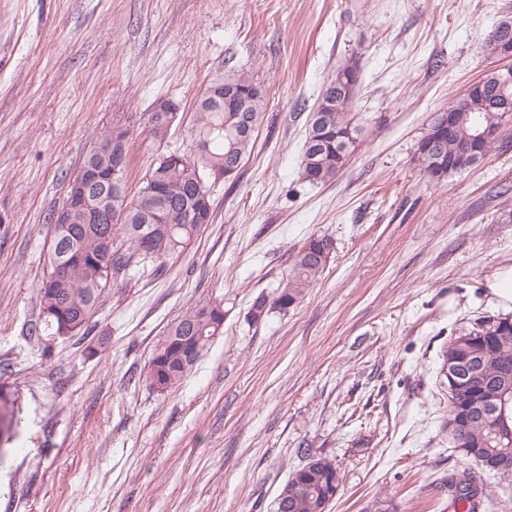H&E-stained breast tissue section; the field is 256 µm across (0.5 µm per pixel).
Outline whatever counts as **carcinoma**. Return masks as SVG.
<instances>
[{"label":"carcinoma","instance_id":"cac0c4a2","mask_svg":"<svg viewBox=\"0 0 512 512\" xmlns=\"http://www.w3.org/2000/svg\"><path fill=\"white\" fill-rule=\"evenodd\" d=\"M486 97L462 92L454 99L466 102L458 113V132L451 139L439 138L435 120H429L418 140L414 159L428 180L441 182L455 173L448 157L465 153L477 127L489 130L485 151L512 110L498 109L503 98L512 99V84L499 83L498 75L485 76ZM353 94L323 99L325 128L307 120L300 178L312 184L327 183L349 163L356 150L361 128L350 118ZM265 98L260 85L247 73H229L213 78L196 102V120L191 144L186 151H169L150 165L137 195L130 199L125 182L105 184L95 190L104 206L112 207V223L93 224L83 211L72 215L70 224L52 225L48 250L49 271L40 288L43 322L53 335L83 336L91 331V320L103 302L111 279L130 267L149 262L154 273L162 272L168 261L181 253L212 215L211 196L199 190L224 165L242 166L255 143L254 134L235 132V117L248 115L252 129L260 124ZM175 118L173 112L149 113V134L162 141ZM112 237V263L103 261L100 239ZM332 242L326 237L309 238L296 252L288 273L269 295L253 302L250 316L257 322L274 310L281 313L295 306L307 288L329 262ZM224 332V302L209 299L196 303L168 325L158 341L145 374V381L158 392L176 388L193 369L204 349ZM454 369H474L469 383L459 389L448 386V408L443 429L459 454L455 476L439 482L456 506L466 512H489L495 507L485 482L489 475L500 484L512 486V473L498 474L483 469L479 462L493 457L512 459V439L499 435L512 429V317L483 316L467 329L448 338L440 371L450 379ZM499 394L506 398L505 413H497L499 425L482 423L456 426L460 413L471 404ZM15 401L0 387V426L10 427ZM340 472L333 459L313 456L294 469L282 487L283 507L274 512H323L336 497Z\"/></svg>","mask_w":512,"mask_h":512}]
</instances>
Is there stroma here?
I'll use <instances>...</instances> for the list:
<instances>
[{
  "instance_id": "1",
  "label": "stroma",
  "mask_w": 512,
  "mask_h": 512,
  "mask_svg": "<svg viewBox=\"0 0 512 512\" xmlns=\"http://www.w3.org/2000/svg\"><path fill=\"white\" fill-rule=\"evenodd\" d=\"M512 0H0V512H272L308 455L336 462L327 512H452L457 459L439 376L452 331L512 315V121L470 169L414 161L433 112L496 68ZM361 80L348 166L299 177L307 116L342 67ZM265 92L254 148L210 184L212 217L158 275L112 281L85 337L34 333L70 179L125 116L128 195L160 149H185L225 67ZM178 107L164 143L146 118ZM331 258L288 313L253 321L309 236ZM224 302V334L168 392L140 378L183 310Z\"/></svg>"
}]
</instances>
